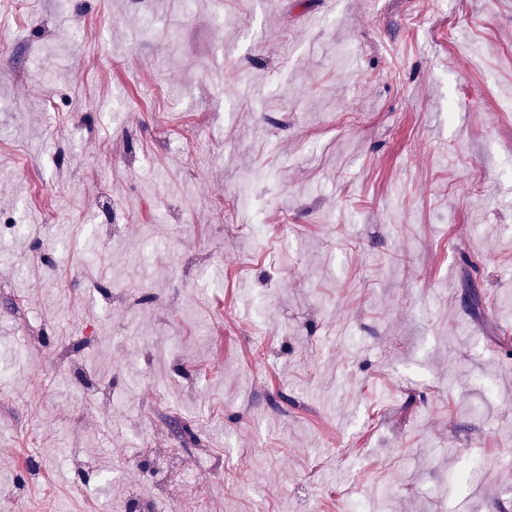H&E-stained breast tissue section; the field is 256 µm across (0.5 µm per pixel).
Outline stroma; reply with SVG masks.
Returning a JSON list of instances; mask_svg holds the SVG:
<instances>
[{"label":"stroma","instance_id":"obj_1","mask_svg":"<svg viewBox=\"0 0 512 512\" xmlns=\"http://www.w3.org/2000/svg\"><path fill=\"white\" fill-rule=\"evenodd\" d=\"M1 215L0 512H512V0H0Z\"/></svg>","mask_w":512,"mask_h":512}]
</instances>
